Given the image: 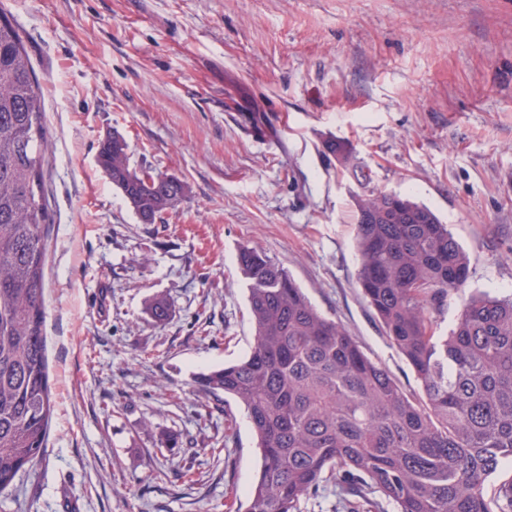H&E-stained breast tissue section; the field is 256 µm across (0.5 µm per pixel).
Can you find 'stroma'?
<instances>
[{"label": "stroma", "mask_w": 512, "mask_h": 512, "mask_svg": "<svg viewBox=\"0 0 512 512\" xmlns=\"http://www.w3.org/2000/svg\"><path fill=\"white\" fill-rule=\"evenodd\" d=\"M45 100L46 453L0 512H236L258 464L199 373L253 338L240 246L285 267L406 391L417 377L358 287L356 200L431 208L467 293L512 294V0H0ZM176 176L142 222L96 163L105 136ZM349 143L341 168L324 148ZM166 296L155 324L150 300ZM212 413L201 419L199 403ZM167 440L163 455L154 446ZM226 441L228 458L212 455ZM192 468L193 481L177 473Z\"/></svg>", "instance_id": "1"}]
</instances>
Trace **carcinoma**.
Listing matches in <instances>:
<instances>
[{
    "instance_id": "1",
    "label": "carcinoma",
    "mask_w": 512,
    "mask_h": 512,
    "mask_svg": "<svg viewBox=\"0 0 512 512\" xmlns=\"http://www.w3.org/2000/svg\"><path fill=\"white\" fill-rule=\"evenodd\" d=\"M40 86L21 36L0 14V492L43 456L52 404L43 278L49 213L48 141ZM327 151L349 168L352 150ZM100 169L136 215L153 223L188 187L131 164L126 141L104 139ZM357 283L422 395L403 390L279 263L242 246L253 324L249 353L197 377L242 407L260 450L243 512H299L323 484L342 497L370 486L399 512H512V295L481 293L449 332L436 314L465 289L469 257L428 206L395 192L357 201ZM169 317L163 295L149 307Z\"/></svg>"
}]
</instances>
